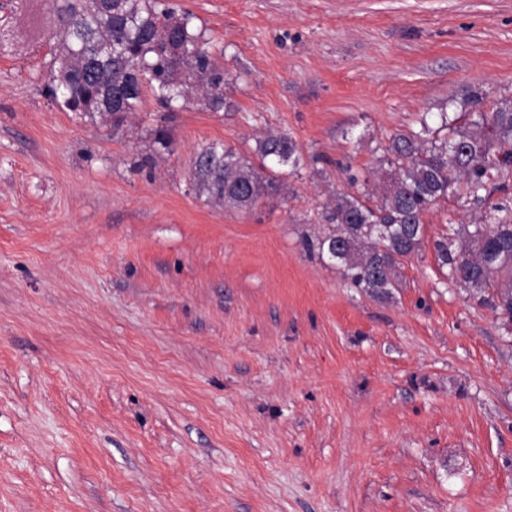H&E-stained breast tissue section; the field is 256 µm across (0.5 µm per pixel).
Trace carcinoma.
Wrapping results in <instances>:
<instances>
[{
  "label": "carcinoma",
  "instance_id": "obj_1",
  "mask_svg": "<svg viewBox=\"0 0 512 512\" xmlns=\"http://www.w3.org/2000/svg\"><path fill=\"white\" fill-rule=\"evenodd\" d=\"M51 30L61 48L51 54L43 93L62 110L119 127L148 96L169 111L195 99L224 108V67L194 15L167 0H52ZM480 103L475 93L461 102L460 117L443 112L437 128L423 117L420 129L392 135L378 160L381 199L372 205L368 192L337 195L324 214L335 229L308 249L335 261L353 287L387 298L398 287L399 259L421 247L432 205L450 197L488 205L494 222L449 226L448 237L435 241L436 258L456 285L512 322V209L489 205L494 192L507 190L500 177L512 169V104L471 111ZM255 154L257 163L211 144L193 159V182L207 202L249 212L278 194L276 168L302 164L286 135L266 134Z\"/></svg>",
  "mask_w": 512,
  "mask_h": 512
}]
</instances>
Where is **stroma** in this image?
Masks as SVG:
<instances>
[{
  "instance_id": "35a3bbf8",
  "label": "stroma",
  "mask_w": 512,
  "mask_h": 512,
  "mask_svg": "<svg viewBox=\"0 0 512 512\" xmlns=\"http://www.w3.org/2000/svg\"><path fill=\"white\" fill-rule=\"evenodd\" d=\"M171 2L230 106L113 128L41 92L50 0H0V512H512V323L434 250L475 206L424 214L385 299L304 245L391 134L512 101V0ZM268 131L303 167L207 203L196 153Z\"/></svg>"
}]
</instances>
